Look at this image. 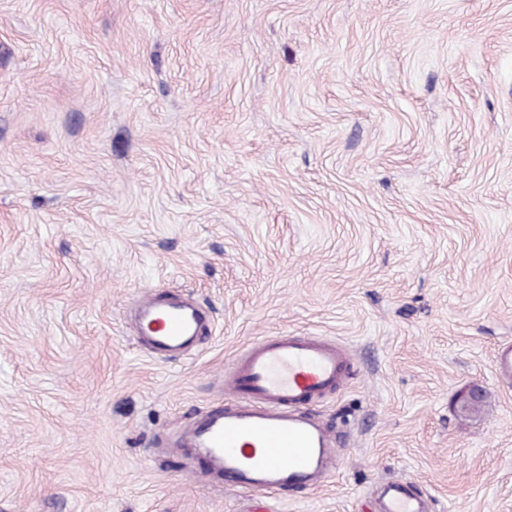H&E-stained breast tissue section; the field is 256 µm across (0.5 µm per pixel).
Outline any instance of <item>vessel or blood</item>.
I'll list each match as a JSON object with an SVG mask.
<instances>
[{"label": "vessel or blood", "mask_w": 512, "mask_h": 512, "mask_svg": "<svg viewBox=\"0 0 512 512\" xmlns=\"http://www.w3.org/2000/svg\"><path fill=\"white\" fill-rule=\"evenodd\" d=\"M141 337L175 358L202 334V313L180 297L140 303ZM351 368L345 350L315 336H263L224 374L228 401L188 432L225 488L276 497L314 485L330 469V431L305 407L340 391ZM381 512H428V503L399 477L383 485Z\"/></svg>", "instance_id": "b4317fda"}]
</instances>
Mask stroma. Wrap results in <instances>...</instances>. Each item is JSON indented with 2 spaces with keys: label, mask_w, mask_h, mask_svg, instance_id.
Segmentation results:
<instances>
[{
  "label": "stroma",
  "mask_w": 512,
  "mask_h": 512,
  "mask_svg": "<svg viewBox=\"0 0 512 512\" xmlns=\"http://www.w3.org/2000/svg\"><path fill=\"white\" fill-rule=\"evenodd\" d=\"M282 333L352 371L273 512H512V0H0V512H250L178 442ZM202 312L181 297H152L139 304L140 337L155 353L180 356L202 335ZM407 477H399L383 484L382 509L379 512H428V503L411 489Z\"/></svg>",
  "instance_id": "stroma-1"
}]
</instances>
